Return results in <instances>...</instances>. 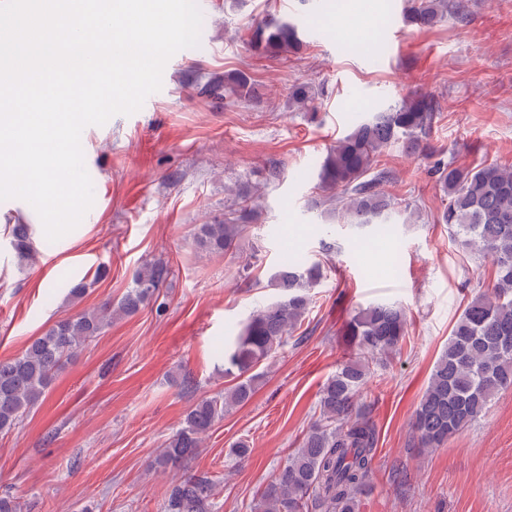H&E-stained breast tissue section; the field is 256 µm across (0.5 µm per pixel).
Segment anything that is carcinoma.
Returning <instances> with one entry per match:
<instances>
[{
	"instance_id": "obj_1",
	"label": "carcinoma",
	"mask_w": 512,
	"mask_h": 512,
	"mask_svg": "<svg viewBox=\"0 0 512 512\" xmlns=\"http://www.w3.org/2000/svg\"><path fill=\"white\" fill-rule=\"evenodd\" d=\"M450 16L459 22L466 19L465 0H408L402 21L424 29ZM249 45L257 53L278 57L297 52L302 41L294 25L267 16L251 27ZM252 95L246 73L224 74V99ZM318 96L298 86L291 93V105L299 112H313ZM437 111L434 97L411 94L360 118L327 150L312 206L337 212L356 228L387 224L400 209L410 220L419 218L417 210L398 206L386 191L394 175L379 158L395 143L410 155L425 154ZM428 172L447 197L441 222L469 253L495 266L493 289L467 301L415 411L413 438L424 448H438L485 416L494 396L512 386V166L469 167L439 158ZM240 197L246 202L243 208L199 226L195 240L201 250L243 258L241 239L260 212L254 193ZM8 236L19 261L35 259L31 225L11 224ZM169 274L165 262H145L120 299L57 320L19 355L0 361V434L15 429L44 399L56 373L77 349L101 335L112 317L137 313L158 295ZM323 276L324 267L309 261L274 274L269 287L278 291V298L256 310L237 336L224 343V377L232 385L189 406L181 428L160 450L158 466L190 462L203 436L224 414L252 398L261 365L276 357L288 339L304 340L295 333L309 314L310 290ZM406 335V313L396 303L377 302L350 318L344 330L349 354L322 386L319 417L255 494L250 512H360L378 443L365 389L377 369L399 353ZM214 487L213 476L206 472L180 478L167 490L164 512H214Z\"/></svg>"
}]
</instances>
